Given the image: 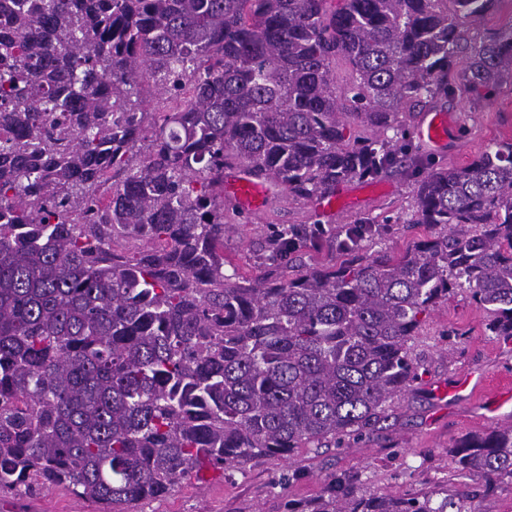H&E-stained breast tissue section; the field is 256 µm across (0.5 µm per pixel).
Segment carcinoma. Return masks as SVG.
Returning a JSON list of instances; mask_svg holds the SVG:
<instances>
[{"label":"carcinoma","instance_id":"cac0c4a2","mask_svg":"<svg viewBox=\"0 0 512 512\" xmlns=\"http://www.w3.org/2000/svg\"><path fill=\"white\" fill-rule=\"evenodd\" d=\"M498 2L0 0V491L124 512L334 448L409 392L408 342L458 288L512 342V141L448 168L410 125L512 78L511 26L469 36ZM226 170L296 198L410 173L411 223L440 232L364 256L369 218L290 224L263 274L228 275ZM325 234L348 259L297 268ZM448 457L489 495L512 483V425ZM442 494L337 478L300 512H448Z\"/></svg>","mask_w":512,"mask_h":512}]
</instances>
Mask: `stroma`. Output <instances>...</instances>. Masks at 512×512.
I'll return each mask as SVG.
<instances>
[{"label":"stroma","mask_w":512,"mask_h":512,"mask_svg":"<svg viewBox=\"0 0 512 512\" xmlns=\"http://www.w3.org/2000/svg\"><path fill=\"white\" fill-rule=\"evenodd\" d=\"M439 111L457 121L442 152L432 154L439 166L462 167L496 142L512 140V81L503 83L489 101L457 96L440 103ZM383 192L367 196L349 209L323 212L317 198L298 199L279 193L264 209L234 217L224 235V255L244 276L263 273L265 238L288 224H313L340 229L360 217L377 222L380 233L365 242L364 254L400 252L434 234L426 224L410 223L413 185L398 174L383 177ZM486 313L468 292L457 291L437 306L410 341L419 379L408 395L395 399L375 427L345 440L339 448H301L287 461L258 457L240 468H229L209 483L185 481L168 495L132 505L130 512H290L318 499L340 475L357 480L362 490L412 497L447 490L464 512H512V484L494 494L476 496L471 482L459 475L448 450L459 439L504 425L477 398H438V391L478 370L490 379L512 380V343L489 336ZM39 512H101L99 505L61 488L36 497L1 494L0 512L28 504Z\"/></svg>","instance_id":"35a3bbf8"}]
</instances>
